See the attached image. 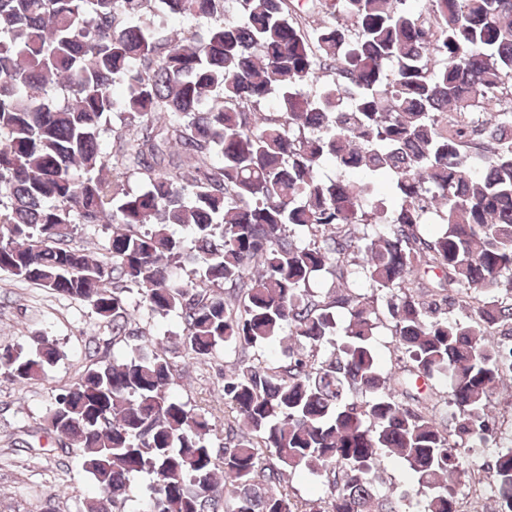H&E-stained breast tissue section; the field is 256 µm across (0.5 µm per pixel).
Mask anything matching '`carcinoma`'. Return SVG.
Here are the masks:
<instances>
[{
  "instance_id": "cac0c4a2",
  "label": "carcinoma",
  "mask_w": 512,
  "mask_h": 512,
  "mask_svg": "<svg viewBox=\"0 0 512 512\" xmlns=\"http://www.w3.org/2000/svg\"><path fill=\"white\" fill-rule=\"evenodd\" d=\"M421 2L0 0V272L152 346L91 364L47 411L101 497L84 512H126L143 476L135 512H407L386 458L420 512H460L471 468L512 512V447L472 455L512 381V0ZM156 4L206 35L167 33ZM78 224L112 226L105 253L71 245ZM131 293L182 336L134 328ZM381 307L406 358L389 373ZM170 352L224 360L222 443L212 406L168 393ZM57 358L43 337L6 348L0 381ZM436 376L451 433L417 386ZM298 469L323 496L298 495ZM384 476L388 482L392 483L397 492L407 491L409 497L415 501L420 496L417 494V487L413 484L406 469L395 459L384 461Z\"/></svg>"
}]
</instances>
